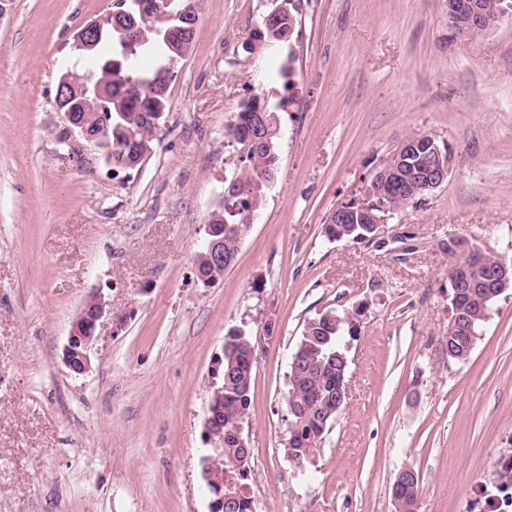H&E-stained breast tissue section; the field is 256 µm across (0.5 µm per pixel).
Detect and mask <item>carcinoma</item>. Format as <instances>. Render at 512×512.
Here are the masks:
<instances>
[{
  "mask_svg": "<svg viewBox=\"0 0 512 512\" xmlns=\"http://www.w3.org/2000/svg\"><path fill=\"white\" fill-rule=\"evenodd\" d=\"M286 7L285 14L267 24L260 23V30L254 32L257 45L290 44L299 22L301 3L297 0H281ZM123 9L131 13L136 26L126 33V39L115 30L113 23L104 24V33L95 51L87 55L82 69L89 72L87 83L92 100L102 102L112 110V125L103 132V150L112 153V165L133 168V163L152 151V142L157 127L151 122L152 112L166 111L170 73L175 59L182 57L189 49L193 35L183 37L182 46L172 49L165 40V30L170 26H187L184 17L192 15L198 20L194 0H184L180 7V17L169 23L142 16L136 0H124ZM264 112L270 118V130L266 132V142L253 146L256 136V113ZM232 137L244 150L240 162L243 170L235 177L227 179L224 186L233 183L237 192L224 198L220 209L213 211L209 224L214 231L213 238L222 240L220 248L224 257L238 256L243 236L235 228L251 223L264 202L266 181L272 180L278 170L279 135L276 112L261 94L253 95L240 106L234 122L228 129ZM416 186L411 172L392 186H386V195L378 197V202L393 211H399L420 199L421 194L412 191ZM350 224H336L327 220L324 233L330 241H347L359 233L370 237L372 233L362 228L365 214L354 213ZM498 258L494 251H484L483 263L471 273L475 288L470 294H458L449 289L451 315L463 319H474V331H482L487 317L479 314L478 301L473 295H481L486 288L482 279L484 268ZM198 279L218 276L224 279L229 264L214 266L197 260ZM349 326L346 313L335 310L321 313L307 321L295 356L298 369L304 373L303 379L292 376L286 396L288 424L299 430L296 443L286 448L289 461L296 468H308L316 456L324 435L336 421V416L325 418L331 407L342 408L340 389L344 387L348 362L342 348V339ZM251 338L242 331L227 334L224 340V356L218 387L223 389L222 400L212 407L213 413L226 425L246 419L251 407V387L254 366L249 362ZM242 459L235 443L224 441V461L217 465L216 481L212 487L223 489L225 470L232 469L234 462ZM235 480L242 486L238 498L224 503L221 512H252V497L248 494V472L235 474ZM496 489L503 494V502L512 506V468L502 469L496 474ZM420 483L402 488L395 505L396 512H409L407 507L418 500Z\"/></svg>",
  "mask_w": 512,
  "mask_h": 512,
  "instance_id": "1",
  "label": "carcinoma"
}]
</instances>
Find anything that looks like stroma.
Masks as SVG:
<instances>
[{"instance_id": "obj_1", "label": "stroma", "mask_w": 512, "mask_h": 512, "mask_svg": "<svg viewBox=\"0 0 512 512\" xmlns=\"http://www.w3.org/2000/svg\"><path fill=\"white\" fill-rule=\"evenodd\" d=\"M116 0H0V512H210L200 461L229 330L260 338L243 437L256 512H485L512 455V290L470 357L448 358V238L512 260V17L470 43L448 0H302L292 46L247 53L271 0H197L153 150L107 166L56 106L77 32ZM290 64L294 88L277 71ZM277 108L278 171L222 282L195 261L240 105ZM445 182L380 240L332 242L336 205L408 135ZM111 313L90 370L62 362L93 294ZM347 313V399L307 475L285 453L288 366L307 321ZM434 145L435 154L431 160L427 174L425 175L426 188L435 189L440 186L448 176L449 165L446 153L437 143Z\"/></svg>"}]
</instances>
